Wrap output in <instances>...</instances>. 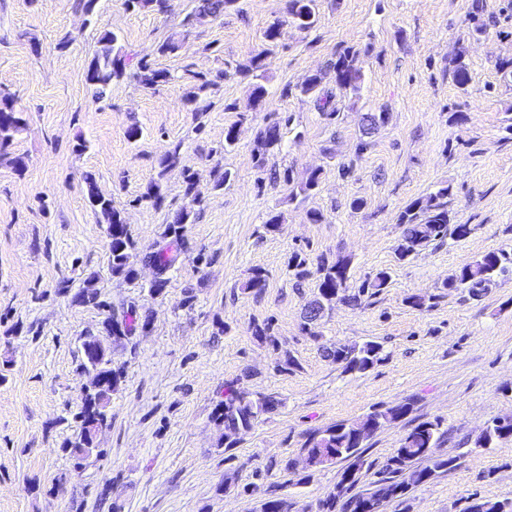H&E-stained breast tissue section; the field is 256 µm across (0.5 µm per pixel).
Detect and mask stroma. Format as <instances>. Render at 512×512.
I'll return each instance as SVG.
<instances>
[{
    "mask_svg": "<svg viewBox=\"0 0 512 512\" xmlns=\"http://www.w3.org/2000/svg\"><path fill=\"white\" fill-rule=\"evenodd\" d=\"M318 7L315 28H285L269 45L263 34L286 18L288 0H234L222 19L203 22L192 20V0H169L162 14L97 0L91 17L80 0H0V91L27 120L0 149V512H259L272 494L288 499L291 512H316L343 463L305 477L285 462L312 431L400 403L411 410L369 440L363 483L427 420H440V450L459 465L382 512H466L477 496L512 499V437L470 450L492 418L512 416V280L477 302L440 288L464 264L512 247V0ZM474 14L486 29L472 37ZM103 27L169 81L146 91L128 77L93 102L85 73ZM175 32L179 50L158 54ZM348 48L363 73L355 93L337 89L327 69ZM263 51L259 79L247 66ZM460 52L472 76L464 90L452 80ZM314 74L334 95V120L299 93ZM198 75L209 85L186 103ZM258 83L267 95L253 110ZM368 112L386 120L362 150ZM456 112L464 122H453ZM275 122L282 144L257 164L256 138ZM232 124L238 142L228 152L224 129ZM132 126L140 130L134 140ZM168 151L177 163L157 203L145 193ZM17 155L27 158L24 171L10 163ZM186 167L200 173L195 205L184 194ZM313 169L321 172L316 191L292 195ZM216 170L232 173L220 189ZM88 172L123 210L137 253L162 244L170 217L192 209L162 294L149 291L150 267L140 266L133 282L113 276L107 226L84 195ZM442 182L453 186L455 222L471 233L395 263L400 212ZM356 198L361 207H352ZM313 210L322 223L309 220ZM279 212L285 221L268 234L264 225ZM296 251L313 265L349 258L354 287L384 267L392 279L358 306L337 304L310 334L302 316L316 279L289 272ZM256 271L266 279L259 292L246 287ZM88 282L104 307L74 302ZM414 294L432 297L431 307L409 306ZM129 309L149 327L113 344L123 382L97 449L75 463L67 442L90 383L79 369L80 339ZM265 323L269 342L253 334ZM366 340L382 345L383 358L363 374L344 372L322 352ZM284 351L294 364L275 371ZM236 379L282 405L228 453L212 414L225 382ZM229 467L237 488L227 494Z\"/></svg>",
    "mask_w": 512,
    "mask_h": 512,
    "instance_id": "1",
    "label": "stroma"
}]
</instances>
